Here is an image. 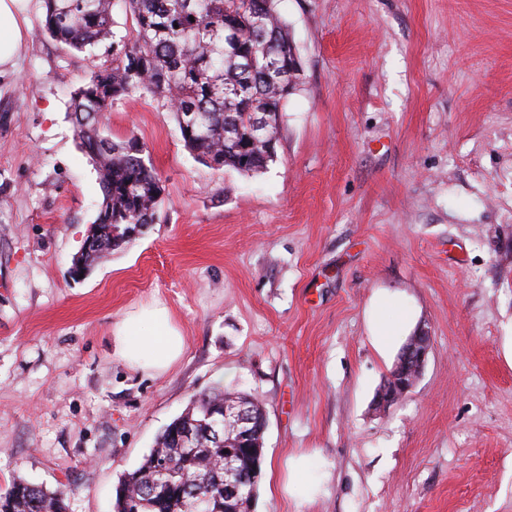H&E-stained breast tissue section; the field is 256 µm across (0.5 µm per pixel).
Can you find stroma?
I'll return each instance as SVG.
<instances>
[{"mask_svg": "<svg viewBox=\"0 0 512 512\" xmlns=\"http://www.w3.org/2000/svg\"><path fill=\"white\" fill-rule=\"evenodd\" d=\"M303 76L275 161L216 170L163 101L105 122L144 142L154 224L73 280L102 195L69 116L111 42L68 53L18 0L0 71V488L69 486L112 512L193 397L221 385L267 419L253 512H512V0H276ZM391 295L430 349L412 391L377 394L405 337L376 349ZM164 305L184 351L131 369L114 329ZM306 457L312 489L289 492ZM16 0H0V70L14 66L24 40L22 21L15 13Z\"/></svg>", "mask_w": 512, "mask_h": 512, "instance_id": "1", "label": "stroma"}]
</instances>
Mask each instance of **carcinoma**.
Wrapping results in <instances>:
<instances>
[{"mask_svg": "<svg viewBox=\"0 0 512 512\" xmlns=\"http://www.w3.org/2000/svg\"><path fill=\"white\" fill-rule=\"evenodd\" d=\"M136 28L113 31L115 0H41L42 32L67 50L83 52L112 39V66L90 73L71 96L70 116L79 146L98 173L102 202L93 241L77 262L92 269L130 244L127 224L154 223L163 187L152 170L147 147L136 138L115 142L106 134L104 115L134 92L166 102L184 146L214 169L255 174L274 158L254 137L252 118L263 112L269 134L278 138L279 112L300 83L302 69L288 70L295 49L275 0H120ZM244 398L214 387L157 436L140 464L121 475L113 512H235L257 495L258 485L224 502V443L214 439L224 427L217 413L224 401ZM195 442L177 440L184 429ZM262 427L254 430L258 448L235 458L236 466L262 470ZM71 489H48L22 479L0 491V512H69Z\"/></svg>", "mask_w": 512, "mask_h": 512, "instance_id": "carcinoma-1", "label": "carcinoma"}]
</instances>
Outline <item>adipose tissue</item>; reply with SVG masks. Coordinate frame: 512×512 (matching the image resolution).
<instances>
[{
  "label": "adipose tissue",
  "instance_id": "ef3b65f1",
  "mask_svg": "<svg viewBox=\"0 0 512 512\" xmlns=\"http://www.w3.org/2000/svg\"><path fill=\"white\" fill-rule=\"evenodd\" d=\"M16 0H0V70L13 66L24 40ZM119 353L130 368L157 372L167 369L183 353L184 340L170 324L166 308L155 307L122 320L116 328Z\"/></svg>",
  "mask_w": 512,
  "mask_h": 512
}]
</instances>
